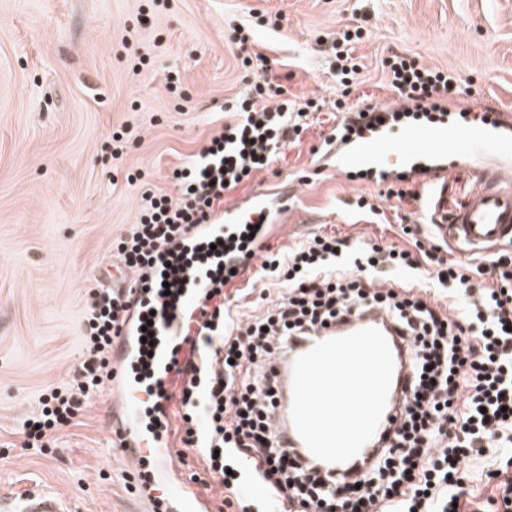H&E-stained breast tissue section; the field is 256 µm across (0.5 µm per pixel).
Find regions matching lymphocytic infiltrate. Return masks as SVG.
<instances>
[{
  "label": "lymphocytic infiltrate",
  "mask_w": 512,
  "mask_h": 512,
  "mask_svg": "<svg viewBox=\"0 0 512 512\" xmlns=\"http://www.w3.org/2000/svg\"><path fill=\"white\" fill-rule=\"evenodd\" d=\"M256 73L227 109L206 145L171 171L176 195L148 189L134 224L112 243L123 268L150 270L155 297L139 303L122 290L89 289L84 353L71 382L48 388L38 416L23 424L25 444L45 448L75 424L86 402L113 374L112 342L133 310L151 320L157 297L179 295L175 249L195 224L224 205V195L270 169L306 128L314 100L299 103L266 74ZM381 66L391 87L416 110L442 109L452 80L413 57L394 54ZM237 254L223 281L255 274L276 301L247 319L233 317L221 288L198 329L199 358L181 367L178 422L166 427L183 451H194L220 478L238 512H274L286 500L300 512H463L475 479L492 485L489 512H512V249L487 255V268L446 258L439 242L419 253L395 244L316 234L285 252L265 250L253 265L244 236L217 243ZM447 304H439L438 296ZM381 310L403 348L407 371L393 430L352 473L321 468L273 429L283 408L273 357L295 352L307 336ZM269 490L265 501L251 484Z\"/></svg>",
  "instance_id": "1"
}]
</instances>
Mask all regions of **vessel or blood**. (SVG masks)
<instances>
[{"mask_svg":"<svg viewBox=\"0 0 512 512\" xmlns=\"http://www.w3.org/2000/svg\"><path fill=\"white\" fill-rule=\"evenodd\" d=\"M452 153L462 158L484 153L511 155L512 119L463 128L448 124L409 126L398 133L380 125L375 134L329 144L322 159L327 168L340 174L365 168L377 171L400 160L407 163L414 178L427 179L433 192L444 195L448 192L446 160ZM293 195V188L285 185L225 205L209 223L191 229L185 243L191 246L223 238L238 225L253 223L261 215L276 223L284 222ZM432 221L442 225L453 240L474 249L512 241V170L497 167L481 171L464 202L452 210L435 205ZM207 271L204 265L184 264L180 296L173 306L166 308L164 320L154 329L158 337L151 351L154 381L169 394L181 382L177 374L179 364L191 355V346L181 341L179 331L188 315L201 312ZM381 321L377 312L359 316L342 328L318 332L315 339L304 342L302 349L307 352L316 342L379 327ZM139 334L136 326H124L112 349L114 378L106 385L112 430L124 441L120 453L136 472L145 475L143 498L161 503L166 512H206V503L177 478L174 466L161 449V437L145 430L147 416L133 382V371L140 359ZM0 512H66V504L53 494L34 492L8 500L1 498Z\"/></svg>","mask_w":512,"mask_h":512,"instance_id":"b4317fda","label":"vessel or blood"}]
</instances>
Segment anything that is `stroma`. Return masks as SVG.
Here are the masks:
<instances>
[{
    "instance_id": "obj_1",
    "label": "stroma",
    "mask_w": 512,
    "mask_h": 512,
    "mask_svg": "<svg viewBox=\"0 0 512 512\" xmlns=\"http://www.w3.org/2000/svg\"><path fill=\"white\" fill-rule=\"evenodd\" d=\"M256 12L280 15L279 30L255 28L236 49L229 26ZM347 29L359 32L352 54L362 69L346 90L328 62ZM243 52L264 55L289 98L322 103L275 172L230 194L297 183L287 223L268 237L276 251L320 233L401 245L403 219L421 217L420 203L382 196L376 179L322 170L313 152L337 122L334 100L399 105L383 58L404 53L454 74L449 124L466 107L512 115V0H0V496L48 490L73 512H153L128 492L138 476L108 444L106 396L90 399L48 449L24 447L18 429L78 365L87 291L112 272V241L135 222L144 187L172 192L169 171L200 151L213 113L244 89ZM118 129L131 142L116 160L105 145ZM487 164L512 168V156L475 155L462 170L449 160V208ZM129 172L142 182L127 183ZM360 196L376 214L354 209ZM179 448L169 439L182 478L211 512H232L201 456L178 457Z\"/></svg>"
}]
</instances>
